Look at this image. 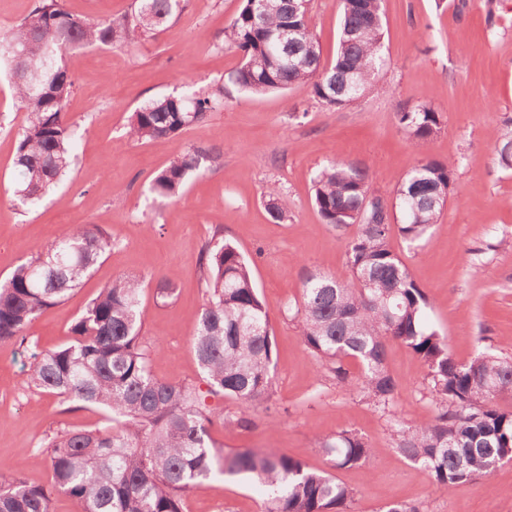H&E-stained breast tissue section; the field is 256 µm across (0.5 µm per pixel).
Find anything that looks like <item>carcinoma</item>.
<instances>
[{"instance_id":"carcinoma-1","label":"carcinoma","mask_w":512,"mask_h":512,"mask_svg":"<svg viewBox=\"0 0 512 512\" xmlns=\"http://www.w3.org/2000/svg\"><path fill=\"white\" fill-rule=\"evenodd\" d=\"M184 0H139L119 20L69 12L63 0H39L29 15L0 33L15 98L24 121L14 159V195L22 207L36 205L72 171L77 144L65 106L74 90L72 50L134 46L183 9ZM336 53L322 63L309 27L305 0H243L224 29V43L242 53L228 76L237 89L266 94L304 87L318 102L343 107L352 92H366L385 65L383 0H340ZM288 44V54L272 52ZM224 105V86L193 97L152 99L132 113L129 136L158 142L204 123ZM397 125L421 147L440 129L428 106L404 109ZM221 152L192 146L153 176L149 191L175 201L189 180L221 164ZM453 181L449 162L429 158L410 170L393 192L394 222L358 212L368 167L332 162L313 178L312 201L326 224L356 226L348 242V284L316 272L303 278L293 307L300 337L322 366L357 389L374 409L392 407L397 384L386 366V346L399 341L425 367L433 419L395 421L396 451L426 469L446 492L488 477L512 459V360L490 351L457 360L445 337L425 320L427 298L392 247L399 234L414 243L440 223ZM112 250V233L96 224L62 229L35 256L0 284V341L24 344L25 330L45 309L77 288ZM206 302L193 322L192 347L206 389L162 381L150 362L158 348L142 338L143 280L118 276L100 290L71 327L64 347L32 354L27 384L66 403L104 412L88 431H60L47 443L52 468L48 486L31 485L19 466L0 474V512H52L54 495L77 504V512H184V493L215 473L245 475L263 491L262 512H352L353 489L324 471L273 448L226 452L210 444L216 420L249 426L252 419L224 415L207 397L221 396L256 407L271 395L272 340L269 313L252 278L249 261L227 241L208 242L202 252ZM360 366L352 378L347 361ZM319 448L342 469L365 461L370 448L352 429L323 439Z\"/></svg>"}]
</instances>
